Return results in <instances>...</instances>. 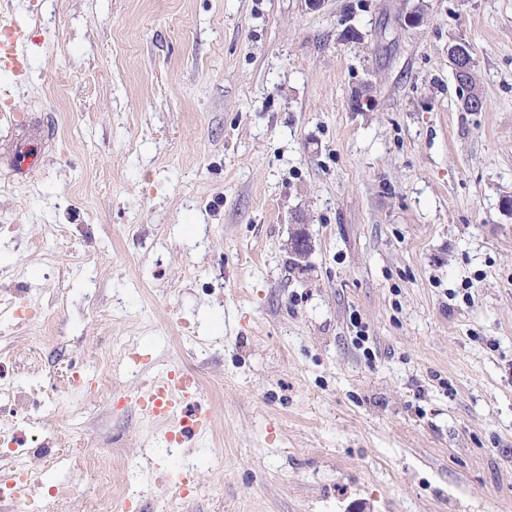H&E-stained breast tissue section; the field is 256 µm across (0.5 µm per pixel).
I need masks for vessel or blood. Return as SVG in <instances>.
<instances>
[{"label":"vessel or blood","instance_id":"vessel-or-blood-1","mask_svg":"<svg viewBox=\"0 0 512 512\" xmlns=\"http://www.w3.org/2000/svg\"><path fill=\"white\" fill-rule=\"evenodd\" d=\"M0 62L14 69L28 63L26 41L16 19L0 18ZM50 139L49 127L36 128L28 143L15 148L14 171L34 170ZM140 398L147 416L161 413L175 421L182 440L197 442L206 434L210 415L203 411L198 387L186 373L169 369L156 374L141 387Z\"/></svg>","mask_w":512,"mask_h":512}]
</instances>
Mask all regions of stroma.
I'll use <instances>...</instances> for the list:
<instances>
[{"label": "stroma", "mask_w": 512, "mask_h": 512, "mask_svg": "<svg viewBox=\"0 0 512 512\" xmlns=\"http://www.w3.org/2000/svg\"><path fill=\"white\" fill-rule=\"evenodd\" d=\"M1 4L30 67L0 112L54 138L0 162V289L40 319L0 314V350L45 324L44 367L112 370L61 397V447L134 476L140 512H512V0L416 26L414 0ZM164 369L200 381L203 443H159L136 391ZM451 50V55L453 57L452 64L454 67L455 76L458 79H464L469 84L471 78L475 74V62L471 52L463 42H459L453 45L450 51ZM50 139L51 132L48 125L35 128L33 138L28 143L15 147L12 160L13 170L18 173L34 170L38 166ZM312 241L303 230H298L289 236V239L284 243V249L294 256L298 262V267L302 270L307 267V259L312 251Z\"/></svg>", "instance_id": "stroma-1"}]
</instances>
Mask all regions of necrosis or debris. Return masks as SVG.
Returning a JSON list of instances; mask_svg holds the SVG:
<instances>
[{
	"label": "necrosis or debris",
	"instance_id": "obj_1",
	"mask_svg": "<svg viewBox=\"0 0 512 512\" xmlns=\"http://www.w3.org/2000/svg\"><path fill=\"white\" fill-rule=\"evenodd\" d=\"M36 373L25 385L0 383V503H12L17 512H48L49 499L59 497L61 486L40 491L32 479L34 466H51L71 474L97 470V457L74 455L57 447L45 422L56 412V398L96 385L88 372L66 369L64 374Z\"/></svg>",
	"mask_w": 512,
	"mask_h": 512
}]
</instances>
